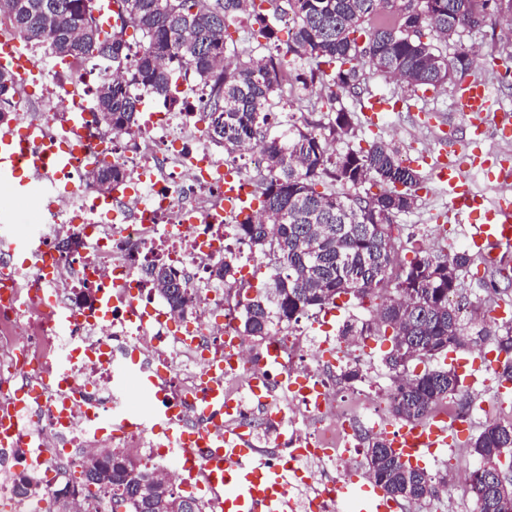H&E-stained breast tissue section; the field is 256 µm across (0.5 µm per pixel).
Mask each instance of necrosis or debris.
<instances>
[{
  "label": "necrosis or debris",
  "mask_w": 512,
  "mask_h": 512,
  "mask_svg": "<svg viewBox=\"0 0 512 512\" xmlns=\"http://www.w3.org/2000/svg\"><path fill=\"white\" fill-rule=\"evenodd\" d=\"M83 80L76 63L64 73L43 70L35 91L20 76L6 103L14 117L6 132L32 129L49 147L73 148L77 155L72 169L53 181V208L39 206L32 214L50 270L34 253L18 262L13 251L0 252V290L8 292L0 299V372L8 374L0 381V414L16 409L24 416L23 433L0 461V512H46L50 496L80 481L87 460L102 448L122 449L139 467L165 466L179 491L211 501L204 473H185L150 425L154 403L169 405V429L190 433L195 456L203 455L205 436L227 431L256 448L257 467L296 455L290 512H332L337 474L354 461L351 445L384 423L393 388L355 402L339 399L340 363L360 360L355 341L279 326L259 346L243 336L239 283L203 277L232 253L224 184L230 177L252 193L241 165L215 156L201 112H171L158 99L138 122L154 130L153 139L102 131L77 90ZM38 94L49 107L35 105ZM73 122L83 127V140L63 137ZM108 163L127 179L104 195L95 176ZM153 261L199 291L188 335L173 330L179 315L169 305L144 297L145 267ZM61 309L70 314L64 329ZM216 311L224 317L218 326L211 321ZM133 363L140 379L114 392L116 366ZM211 382L224 393V413L205 424L197 405ZM118 408L139 416L115 427ZM25 479L37 480L40 494L21 495Z\"/></svg>",
  "instance_id": "4bbe7bcc"
}]
</instances>
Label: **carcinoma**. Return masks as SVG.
<instances>
[{"mask_svg": "<svg viewBox=\"0 0 512 512\" xmlns=\"http://www.w3.org/2000/svg\"><path fill=\"white\" fill-rule=\"evenodd\" d=\"M121 27H104L95 16V0H0V15L26 44L38 46L66 65L72 61L106 62L118 77L100 80L96 92L99 122L107 130L130 129L138 106L149 96L162 99L173 112L188 107L177 93L194 80L207 89L197 107L205 114L211 142L235 160L246 146L259 148L264 170L255 182L261 215L234 225L236 234L260 250L272 270L271 284L243 289L240 329L247 336L270 335L277 325L298 322L310 310H322L341 297L367 311L346 321L340 335L389 336L385 359L398 383L390 407L404 420H419L444 400L465 391L452 368L426 369L401 376L414 359H446L471 341L491 339L501 375L512 378V326H494L474 306L464 317L450 296L458 284L448 270L468 269L470 253L416 255L401 272L393 247L394 218L413 208L420 190L417 172L396 151L379 141L369 148L329 150V137L349 134L353 113L336 112L334 122L315 118L310 104L317 96L334 108L340 96L362 105L360 69L397 77L416 92L437 89L469 76L471 53L443 54L460 33L493 19L512 28V13L489 10L492 0H422L401 18L395 12L377 22L384 0H122ZM251 16L249 39L271 51L255 56L238 51L227 34L228 22ZM291 16L288 39L280 42L278 22ZM140 35L135 62L128 59L127 27ZM298 90L305 111L277 118L276 99L283 80ZM329 130L324 135L323 130ZM123 175L116 166L96 177L108 193ZM373 182L380 191H362ZM160 298L181 313L195 296L164 264L148 269ZM366 459L375 484L389 496L421 503L438 496L440 482L427 471L401 461L384 436L366 437ZM478 458L505 456L512 462V419H492L471 442ZM99 468L85 470L82 489L107 488L111 512H169L178 500L183 512H200L192 499L155 486L165 474L132 465L113 449L100 456ZM469 481L478 512H512V487L492 488L490 475L476 468Z\"/></svg>", "mask_w": 512, "mask_h": 512, "instance_id": "cac0c4a2", "label": "carcinoma"}]
</instances>
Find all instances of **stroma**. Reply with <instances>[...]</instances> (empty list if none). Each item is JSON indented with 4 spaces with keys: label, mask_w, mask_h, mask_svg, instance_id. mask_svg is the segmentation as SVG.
Returning <instances> with one entry per match:
<instances>
[{
    "label": "stroma",
    "mask_w": 512,
    "mask_h": 512,
    "mask_svg": "<svg viewBox=\"0 0 512 512\" xmlns=\"http://www.w3.org/2000/svg\"><path fill=\"white\" fill-rule=\"evenodd\" d=\"M461 46L477 50L485 58L496 57L499 66L512 67V35H505L502 30L486 26L466 32L460 45H449L448 50L453 53ZM455 95L454 84H444L430 99L415 102L411 110L387 112L378 127L357 122L354 131L345 138L350 145L364 147L375 140L383 141L396 149L405 163L418 167L423 178L418 200L411 210L398 215L399 229L394 233V246L403 262L413 259L419 248L444 254L466 248L460 225L445 222L448 189L431 175V166L442 147V137L447 135L461 140L466 134L467 121L453 107ZM507 269V274L503 275L493 264L470 268L460 277L461 300L486 309L512 303V262ZM390 349V341L378 337L362 342L359 353L371 364L372 370L357 382L343 384V393L381 392L391 381V373L384 362ZM493 376V371L478 369L470 383L471 397L449 398V405L455 407L468 402L469 424L456 447L442 449L437 459L424 461V468L435 479L443 481L446 493L440 499L421 504L419 512H477L476 499L462 482L479 464L469 447L470 441L487 419L512 418V399L498 397Z\"/></svg>",
    "instance_id": "1"
}]
</instances>
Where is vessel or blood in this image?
<instances>
[{"instance_id":"1","label":"vessel or blood","mask_w":512,"mask_h":512,"mask_svg":"<svg viewBox=\"0 0 512 512\" xmlns=\"http://www.w3.org/2000/svg\"><path fill=\"white\" fill-rule=\"evenodd\" d=\"M0 54L10 57L17 71L32 69L20 44L0 37ZM455 111L470 119L466 148L441 151L434 167L435 179L446 184L450 202L446 217L450 223L466 225L469 248L480 257H490L502 247H512V161L489 159L482 151L487 126L502 134L512 133V113L494 111L491 93L484 80L464 83L454 102ZM29 158L34 168L66 171L70 157L40 148L28 137L0 138V180H9L19 170L21 159ZM485 170L497 194L493 201L475 193L468 182L469 169ZM461 425L435 419L402 424L390 441L394 453L404 461L422 459L436 448L453 446ZM253 449L246 444L223 441L212 450L204 464L216 490L217 512H286L284 490L288 474L281 469L257 470L252 465Z\"/></svg>"}]
</instances>
